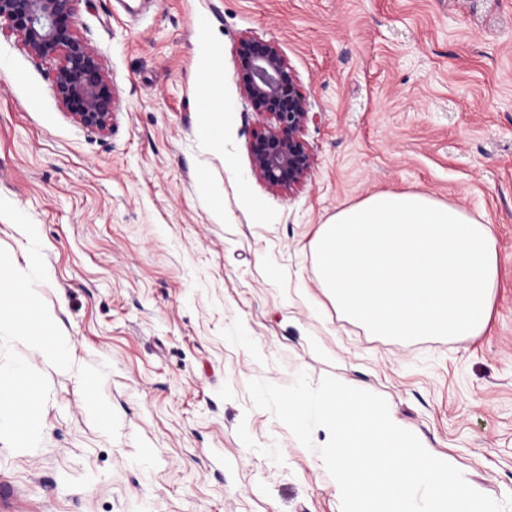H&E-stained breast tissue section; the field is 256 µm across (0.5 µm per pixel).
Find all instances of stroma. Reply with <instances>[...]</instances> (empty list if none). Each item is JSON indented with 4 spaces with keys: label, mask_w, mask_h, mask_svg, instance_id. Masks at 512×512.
I'll use <instances>...</instances> for the list:
<instances>
[{
    "label": "stroma",
    "mask_w": 512,
    "mask_h": 512,
    "mask_svg": "<svg viewBox=\"0 0 512 512\" xmlns=\"http://www.w3.org/2000/svg\"><path fill=\"white\" fill-rule=\"evenodd\" d=\"M201 19L224 49L220 142L199 132ZM76 29L112 80L105 137L0 41V198L36 226L37 291L73 362L16 346L49 397L37 449L0 442V512H341L319 454L248 393L301 372L382 396L481 493L511 498L512 0H81ZM245 37L278 43L309 102L312 170L289 191L252 167ZM379 192L494 224L482 335L374 336L322 293L316 230Z\"/></svg>",
    "instance_id": "35a3bbf8"
}]
</instances>
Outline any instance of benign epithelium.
I'll use <instances>...</instances> for the list:
<instances>
[{
	"label": "benign epithelium",
	"instance_id": "7a95c632",
	"mask_svg": "<svg viewBox=\"0 0 512 512\" xmlns=\"http://www.w3.org/2000/svg\"><path fill=\"white\" fill-rule=\"evenodd\" d=\"M79 0H0V36L13 37L48 69L65 114L87 131L112 130L115 98L97 51L76 32ZM243 88L269 125L254 134V171L271 187L290 190L310 175L312 155L302 137L309 105L296 76L272 40L246 37L237 47Z\"/></svg>",
	"mask_w": 512,
	"mask_h": 512
}]
</instances>
